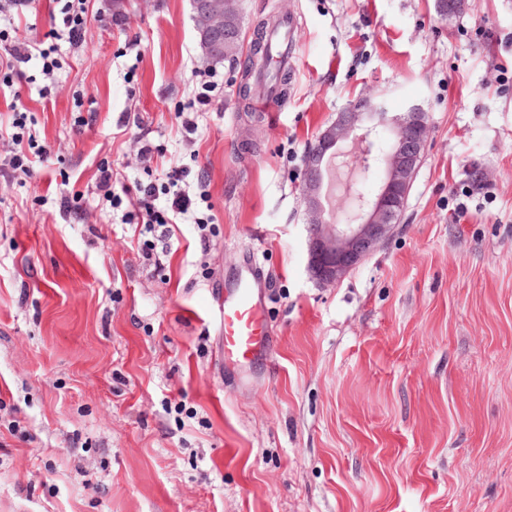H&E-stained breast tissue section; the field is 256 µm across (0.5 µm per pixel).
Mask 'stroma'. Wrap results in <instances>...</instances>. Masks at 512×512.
<instances>
[{
	"mask_svg": "<svg viewBox=\"0 0 512 512\" xmlns=\"http://www.w3.org/2000/svg\"><path fill=\"white\" fill-rule=\"evenodd\" d=\"M52 6L8 30L56 46L59 69L32 60L0 89V124L23 112L51 147L33 176L0 174V512H512V0L447 18L436 0H241L245 33L294 20L290 92L241 112L242 66L218 64L192 143L190 0L120 17L89 0L78 44ZM368 93L422 105L430 133L400 229L322 287L306 153ZM175 166L205 178L211 231L177 225L183 248L156 271L124 196ZM249 256L271 371L224 360L209 308Z\"/></svg>",
	"mask_w": 512,
	"mask_h": 512,
	"instance_id": "obj_1",
	"label": "stroma"
}]
</instances>
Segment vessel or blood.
Segmentation results:
<instances>
[{
    "label": "vessel or blood",
    "mask_w": 512,
    "mask_h": 512,
    "mask_svg": "<svg viewBox=\"0 0 512 512\" xmlns=\"http://www.w3.org/2000/svg\"><path fill=\"white\" fill-rule=\"evenodd\" d=\"M217 311L226 358L251 365L270 360L271 330L264 315L262 279L254 266H246L217 298Z\"/></svg>",
    "instance_id": "b4317fda"
}]
</instances>
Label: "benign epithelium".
I'll use <instances>...</instances> for the list:
<instances>
[{
  "instance_id": "benign-epithelium-1",
  "label": "benign epithelium",
  "mask_w": 512,
  "mask_h": 512,
  "mask_svg": "<svg viewBox=\"0 0 512 512\" xmlns=\"http://www.w3.org/2000/svg\"><path fill=\"white\" fill-rule=\"evenodd\" d=\"M240 17V0H199L192 15L199 38L200 59L209 66L237 51L236 41L224 38L227 25ZM391 134L381 158L383 178L368 195L351 193L345 222H335L325 205L328 171L341 148L352 143L369 148L372 133ZM430 133L427 113L412 104L400 113L383 111L379 100L366 95L346 106L321 129L308 148L301 201L309 241L308 269L322 285L340 282L397 231Z\"/></svg>"
}]
</instances>
